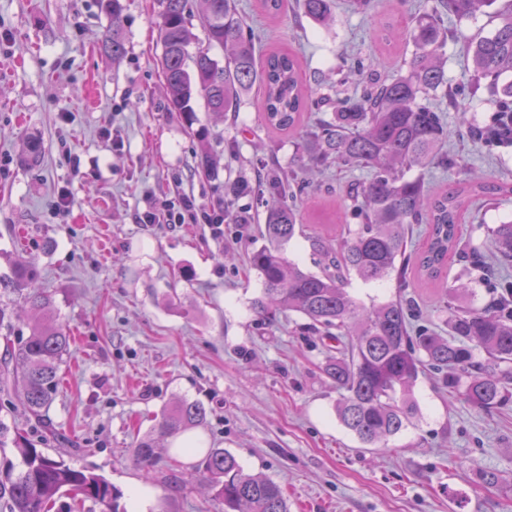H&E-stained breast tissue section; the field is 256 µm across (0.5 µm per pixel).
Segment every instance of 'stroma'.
<instances>
[{"label":"stroma","mask_w":512,"mask_h":512,"mask_svg":"<svg viewBox=\"0 0 512 512\" xmlns=\"http://www.w3.org/2000/svg\"><path fill=\"white\" fill-rule=\"evenodd\" d=\"M434 0H371L363 13L336 0L329 26L296 25L298 0L278 17L257 0H237L259 41L258 53L297 55L309 101L318 80L339 79L352 59L394 76L411 54L380 37L384 23H409ZM125 54L101 52L112 32L98 0H0V275L11 256H37L38 288L72 328L76 343L43 422L27 420L18 400L0 392V420L17 424L44 453L105 476L128 493L149 494L147 512H222L190 472V459L159 448L151 475L133 461L137 434L179 400L204 405L196 433L231 452L245 471L278 482L289 512H512V402L483 411L431 374L413 389L419 413L387 446L370 448L338 420L335 388L322 372L327 349L304 319L257 316L261 294L248 254L263 246L256 224H144L150 207L191 199L207 207L213 184L195 174L201 141L163 91L156 0H123ZM448 76L462 84L469 112L449 119L447 149L459 168L428 169L434 191L456 188L475 166L488 181H512V146L483 147L467 134L490 123L464 75L469 41L485 18L451 20ZM202 126L224 141L221 179H254L260 159L284 171L301 162L294 139L267 128L262 94L252 90L237 118ZM42 152L30 157L28 138ZM339 168L316 174L319 191L303 210L306 233L286 249L312 272L321 237L335 247L357 221ZM67 198L66 212L55 204ZM512 218V195L472 198L459 224L465 243L488 246L494 224ZM497 475L491 488L482 473Z\"/></svg>","instance_id":"35a3bbf8"}]
</instances>
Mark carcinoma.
<instances>
[{
	"instance_id": "cac0c4a2",
	"label": "carcinoma",
	"mask_w": 512,
	"mask_h": 512,
	"mask_svg": "<svg viewBox=\"0 0 512 512\" xmlns=\"http://www.w3.org/2000/svg\"><path fill=\"white\" fill-rule=\"evenodd\" d=\"M112 18V35L104 52L119 60L125 51L120 28L121 0H101ZM160 6L158 36L166 95L171 109L187 124L197 121L198 100L208 114L223 117L239 111L254 86L263 93L267 126L298 134L299 157L320 171L334 165L367 171L347 191L358 228L334 252L326 251L325 268L310 272L285 256V246L302 234L300 205L311 186L308 179L285 174L276 163L262 160L263 185L269 195L261 235L267 245L248 256L262 284L254 310L269 319L280 311L296 312L308 327L330 341L323 366L336 383L341 399L336 407L340 422L361 443L376 447L400 433L418 413L413 388L419 375L430 370L442 384L465 402L489 411L512 401V288L482 307L468 301L465 284L448 287L444 302L445 330L415 323L410 296L361 309L347 292L351 276L375 284L396 276L399 287H410L412 277L442 280L448 251L454 250L482 277L488 265L483 253L461 244L459 219L465 195L497 197L512 194L510 182H487L473 168L465 170L463 190L432 194L414 168L458 166L453 154L441 151L448 138L445 115L431 99L448 101V109L465 113L448 79V31L442 16L476 19L488 13L497 0H435L431 10L413 17L403 30L389 38L412 46L405 70L389 80L374 75L362 79L353 93L330 96L331 114L311 128L302 124L307 100L298 57L270 52L256 59L254 34L247 31L236 0H157ZM198 18L208 45L191 49L189 30ZM300 17L327 25L333 17V0H301ZM490 19L492 32L472 41L467 81L485 88L495 107L492 123L471 125L473 141L486 146L512 145V0ZM219 48L224 61L210 55ZM221 155L203 146L199 167L218 178ZM213 206L224 209L232 224H250L245 210H233L224 195L239 197L252 191L247 180L222 185ZM425 225L424 249L407 250V234ZM497 266H512V222L491 229ZM38 259L17 256L11 275L0 277V288L40 311L30 335L14 349H6L0 366V383L12 386L24 411L41 419L59 384L60 365L71 354L67 325L47 313L52 296L34 286ZM205 408L183 401L160 419L137 443L134 463L150 472L157 465L155 440H165L203 424ZM176 452L202 453L193 464L200 480L224 512H288L281 486L269 477L244 472L236 458L222 448H178ZM21 470H16V465ZM68 492L80 503L103 507V512H128L121 493L103 476L76 469L55 459L21 434L11 435L0 421V512H49L55 497Z\"/></svg>"
}]
</instances>
